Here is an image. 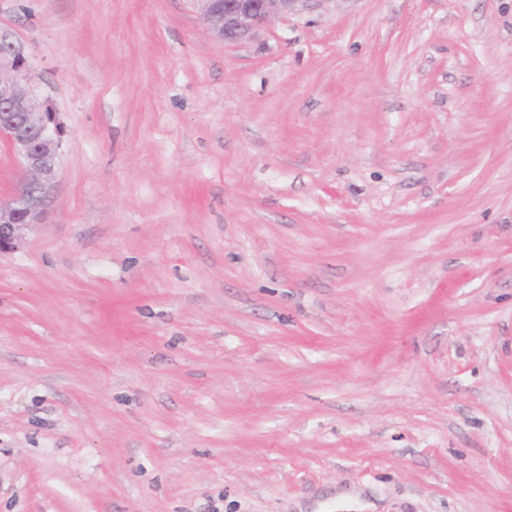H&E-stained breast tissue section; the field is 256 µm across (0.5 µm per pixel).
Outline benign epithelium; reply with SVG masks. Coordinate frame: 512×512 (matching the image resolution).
<instances>
[{"label": "benign epithelium", "instance_id": "benign-epithelium-1", "mask_svg": "<svg viewBox=\"0 0 512 512\" xmlns=\"http://www.w3.org/2000/svg\"><path fill=\"white\" fill-rule=\"evenodd\" d=\"M207 30L219 41L243 43L274 18L304 0H193ZM29 70L22 46L0 31V138L6 139L24 173L10 199L0 201V255L18 248L41 222L55 186L65 127L51 97L23 75Z\"/></svg>", "mask_w": 512, "mask_h": 512}]
</instances>
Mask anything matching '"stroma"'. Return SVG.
Returning a JSON list of instances; mask_svg holds the SVG:
<instances>
[{
  "label": "stroma",
  "instance_id": "stroma-1",
  "mask_svg": "<svg viewBox=\"0 0 512 512\" xmlns=\"http://www.w3.org/2000/svg\"><path fill=\"white\" fill-rule=\"evenodd\" d=\"M66 127L0 256V512H512V0H0ZM211 36L243 43L274 18L286 16L309 0H192Z\"/></svg>",
  "mask_w": 512,
  "mask_h": 512
}]
</instances>
